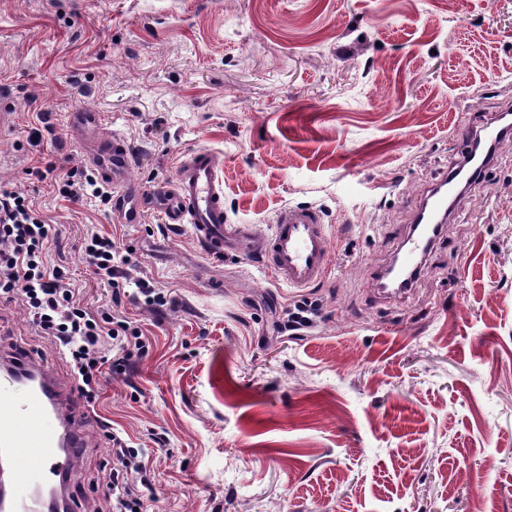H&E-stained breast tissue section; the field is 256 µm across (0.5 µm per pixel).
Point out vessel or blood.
Listing matches in <instances>:
<instances>
[{"mask_svg": "<svg viewBox=\"0 0 512 512\" xmlns=\"http://www.w3.org/2000/svg\"><path fill=\"white\" fill-rule=\"evenodd\" d=\"M70 137L81 147L97 178L111 187L119 223L137 224L144 210L158 206L174 230L189 229L209 257L251 254L278 282L292 288L322 283L333 264L326 226L319 210L287 206L273 219L270 236H253L248 225L224 218V195L216 180V160L206 149L183 155L174 183L151 188L133 180L136 153L128 139L104 131L90 109L70 113ZM449 212L446 183H438L423 203L419 223H444ZM427 238L410 237L400 257L410 270L421 267ZM11 373L0 375V447L9 455L13 501L33 485L68 477L78 456V431L65 396L45 367L11 357Z\"/></svg>", "mask_w": 512, "mask_h": 512, "instance_id": "obj_1", "label": "vessel or blood"}]
</instances>
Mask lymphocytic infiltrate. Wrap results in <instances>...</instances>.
<instances>
[{
  "label": "lymphocytic infiltrate",
  "mask_w": 512,
  "mask_h": 512,
  "mask_svg": "<svg viewBox=\"0 0 512 512\" xmlns=\"http://www.w3.org/2000/svg\"><path fill=\"white\" fill-rule=\"evenodd\" d=\"M51 226L18 191L0 186V297L20 300L32 325L65 358L87 404H95L104 371H124L148 352L138 326L123 318L127 251L114 238L94 233L82 244L94 277L108 281L112 296L94 310L71 288L63 271L49 268L45 251ZM112 465L104 476L113 512H145L151 479L142 449L132 446L111 423L102 422Z\"/></svg>",
  "instance_id": "f902f5d3"
}]
</instances>
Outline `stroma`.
Here are the masks:
<instances>
[{"instance_id": "35a3bbf8", "label": "stroma", "mask_w": 512, "mask_h": 512, "mask_svg": "<svg viewBox=\"0 0 512 512\" xmlns=\"http://www.w3.org/2000/svg\"><path fill=\"white\" fill-rule=\"evenodd\" d=\"M80 106L134 145L147 186L210 149L228 223L266 235L282 206L322 210L330 277L289 288L206 256L161 210L119 224L60 196L39 172L90 173L67 127ZM507 110L512 0H0V184L50 224L48 262L90 307L112 294L87 271L90 231L174 300L124 303L149 351L96 412L74 408L75 506L104 504L103 416L147 450L148 512H512V134L412 287L379 286L433 184ZM304 298L310 326L278 333ZM21 349L73 386L0 301V352Z\"/></svg>"}]
</instances>
